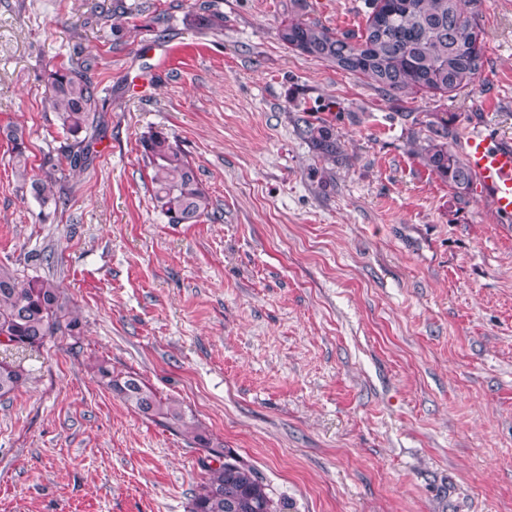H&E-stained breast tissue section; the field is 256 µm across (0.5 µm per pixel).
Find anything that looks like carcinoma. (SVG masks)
<instances>
[{
	"mask_svg": "<svg viewBox=\"0 0 512 512\" xmlns=\"http://www.w3.org/2000/svg\"><path fill=\"white\" fill-rule=\"evenodd\" d=\"M482 0H366L365 23L337 32L318 20L290 16L277 27L279 41L291 50L329 64L339 71L372 81L389 97L408 93L445 95L472 82L484 66ZM190 21L221 31L224 15L198 8ZM97 57L77 49L67 62L46 73L45 104L56 113L59 128L71 139L68 160L82 168L99 137L98 84L92 79ZM410 121V153L448 184L463 201L475 178L450 143L458 115L402 113ZM302 137L326 161L350 165L334 127L325 120L302 121ZM12 145V159L27 171L25 131H3ZM150 168L153 197L171 224H195L208 214L210 201L196 172L176 140L154 131L141 140ZM82 321L60 284L49 277L21 279L0 264V398L27 385L25 363L54 336H78ZM99 382L134 411L190 438L200 453L202 482L188 512H280L269 486L233 450L214 443L209 433L182 404L163 398L135 373L97 364Z\"/></svg>",
	"mask_w": 512,
	"mask_h": 512,
	"instance_id": "carcinoma-1",
	"label": "carcinoma"
}]
</instances>
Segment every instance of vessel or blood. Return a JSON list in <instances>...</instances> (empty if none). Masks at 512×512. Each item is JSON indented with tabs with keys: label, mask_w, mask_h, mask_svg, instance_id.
I'll use <instances>...</instances> for the list:
<instances>
[{
	"label": "vessel or blood",
	"mask_w": 512,
	"mask_h": 512,
	"mask_svg": "<svg viewBox=\"0 0 512 512\" xmlns=\"http://www.w3.org/2000/svg\"><path fill=\"white\" fill-rule=\"evenodd\" d=\"M461 151L480 189L502 215L511 216L512 144L493 143L483 131L473 130L465 136Z\"/></svg>",
	"instance_id": "vessel-or-blood-1"
}]
</instances>
